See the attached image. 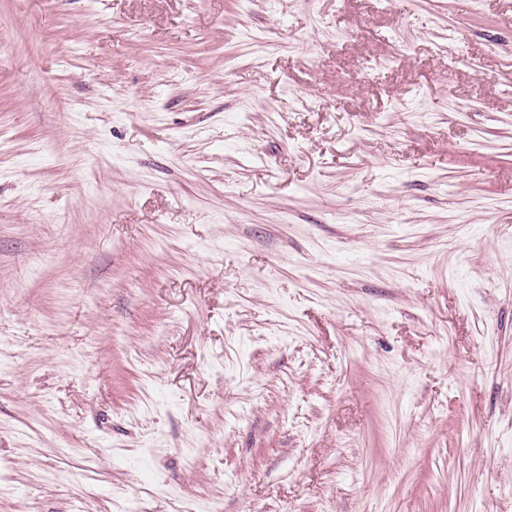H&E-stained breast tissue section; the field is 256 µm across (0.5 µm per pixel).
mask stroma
Masks as SVG:
<instances>
[{"instance_id":"obj_1","label":"stroma","mask_w":512,"mask_h":512,"mask_svg":"<svg viewBox=\"0 0 512 512\" xmlns=\"http://www.w3.org/2000/svg\"><path fill=\"white\" fill-rule=\"evenodd\" d=\"M0 512H512V0H0Z\"/></svg>"}]
</instances>
